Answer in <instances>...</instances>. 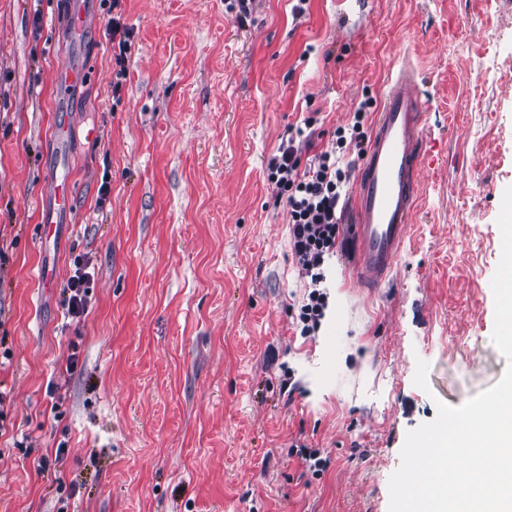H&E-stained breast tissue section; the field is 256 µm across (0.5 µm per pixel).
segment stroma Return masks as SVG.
<instances>
[{
  "mask_svg": "<svg viewBox=\"0 0 512 512\" xmlns=\"http://www.w3.org/2000/svg\"><path fill=\"white\" fill-rule=\"evenodd\" d=\"M295 3L251 0L242 22L235 0H95L89 75L61 105V0H0V512H389L408 431L512 364L491 340L512 0ZM116 13L133 30L120 66ZM403 66L425 113L409 236L373 288L337 253L330 314L302 335L308 290L266 161L307 118L302 160L328 149ZM64 120L72 214L47 240ZM60 447L63 469H40ZM88 266L89 262L85 258H75L74 270L63 289L62 306L73 318L82 316L88 305L87 284L90 280L89 273L86 272Z\"/></svg>",
  "mask_w": 512,
  "mask_h": 512,
  "instance_id": "obj_1",
  "label": "stroma"
}]
</instances>
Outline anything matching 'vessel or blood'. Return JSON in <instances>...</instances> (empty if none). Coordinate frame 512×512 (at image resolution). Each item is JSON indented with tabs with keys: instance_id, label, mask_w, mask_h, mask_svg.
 Segmentation results:
<instances>
[{
	"instance_id": "1",
	"label": "vessel or blood",
	"mask_w": 512,
	"mask_h": 512,
	"mask_svg": "<svg viewBox=\"0 0 512 512\" xmlns=\"http://www.w3.org/2000/svg\"><path fill=\"white\" fill-rule=\"evenodd\" d=\"M62 21L73 45H81L94 27L93 0H65ZM87 66L82 54L71 55L59 67L55 80L62 93L84 81ZM411 71L390 83L374 121L367 154L358 171L351 200L342 214L347 235L355 245L354 268L358 279L386 277L407 236L418 199L424 114L412 91ZM68 123L53 131L54 164L52 206L41 222L53 231L69 215L70 171L66 145Z\"/></svg>"
}]
</instances>
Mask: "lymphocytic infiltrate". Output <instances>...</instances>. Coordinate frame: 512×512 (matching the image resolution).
I'll list each match as a JSON object with an SVG mask.
<instances>
[{"instance_id":"obj_1","label":"lymphocytic infiltrate","mask_w":512,"mask_h":512,"mask_svg":"<svg viewBox=\"0 0 512 512\" xmlns=\"http://www.w3.org/2000/svg\"><path fill=\"white\" fill-rule=\"evenodd\" d=\"M373 107L372 99L361 102L352 124L337 128L331 148L315 154L310 163L301 161L311 138L300 127L267 160V177L276 185L278 199L288 209L291 251L301 274L310 280L311 290L299 313L306 334L320 326L329 305V296L322 289L325 266L340 243V201L353 169L352 164L344 163L342 153L351 143L358 155H365V119Z\"/></svg>"}]
</instances>
